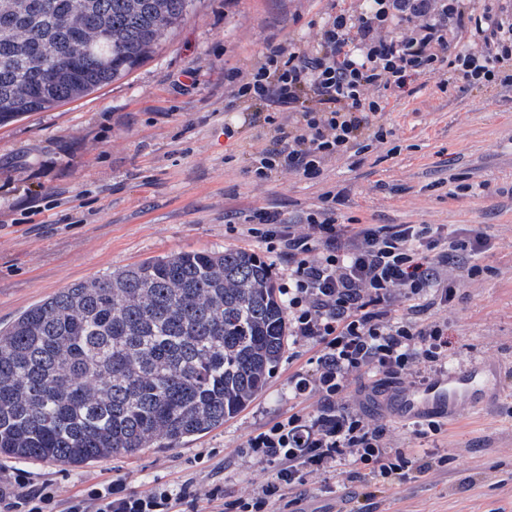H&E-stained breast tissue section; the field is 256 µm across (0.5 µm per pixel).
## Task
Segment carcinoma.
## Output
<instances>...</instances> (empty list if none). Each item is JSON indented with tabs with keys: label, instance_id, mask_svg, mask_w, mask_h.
<instances>
[{
	"label": "carcinoma",
	"instance_id": "1",
	"mask_svg": "<svg viewBox=\"0 0 512 512\" xmlns=\"http://www.w3.org/2000/svg\"><path fill=\"white\" fill-rule=\"evenodd\" d=\"M0 0V124L83 97L141 65L193 0ZM81 7L110 40L67 50ZM59 47L58 73L40 46ZM286 308L243 249L179 252L78 281L0 327V456L82 465L173 448L224 424L284 352Z\"/></svg>",
	"mask_w": 512,
	"mask_h": 512
}]
</instances>
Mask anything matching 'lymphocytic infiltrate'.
I'll return each mask as SVG.
<instances>
[{
    "label": "lymphocytic infiltrate",
    "instance_id": "1",
    "mask_svg": "<svg viewBox=\"0 0 512 512\" xmlns=\"http://www.w3.org/2000/svg\"><path fill=\"white\" fill-rule=\"evenodd\" d=\"M464 22L470 29L463 48L457 27ZM425 76L443 90L512 87V16L488 0H362L356 10L325 12L312 42L272 41L250 68L225 71L224 109L236 112L246 102L269 108L264 121L273 145L253 156L256 179L289 172L312 180L329 161L384 143L390 98ZM336 199L325 192L321 206L293 221L265 207L227 216L287 262L280 292L288 334L314 349L290 387L295 399L316 407L248 439L242 455L282 467L274 483L238 501L240 512H268L272 497L301 492L320 471L367 483L438 464L432 448L407 456L364 405L450 368L448 318L434 309L452 306L458 285L479 274L474 260L489 241L456 224H345ZM456 253L472 264L452 276L446 267ZM177 497L215 501L224 489L130 495L121 481L107 479L63 509L52 484L34 486L20 476L0 485V512H170Z\"/></svg>",
    "mask_w": 512,
    "mask_h": 512
}]
</instances>
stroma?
<instances>
[{
  "label": "stroma",
  "mask_w": 512,
  "mask_h": 512,
  "mask_svg": "<svg viewBox=\"0 0 512 512\" xmlns=\"http://www.w3.org/2000/svg\"><path fill=\"white\" fill-rule=\"evenodd\" d=\"M194 0L180 26L126 76L85 97L0 127V326L61 288L119 267L187 250L239 248L257 239L231 231L227 213L275 208L293 219L338 195L341 220L362 224H460L491 248L448 310L457 364L502 369L500 396L461 409L437 439L411 422L369 411L407 455L438 444L448 461L376 486L336 473L313 475L297 512H512V90L448 88L421 78L384 116L392 136L362 160L329 162L319 178L249 168L269 125L224 109V72L245 69L272 40H312L329 2ZM241 125L234 138L225 123ZM459 185L467 194L455 195ZM281 359L265 389L237 416L176 448L79 466L0 457V480L18 469L52 482L60 504L107 478L127 493L157 487H224L232 501L275 481L279 463L242 457L249 435L314 408L292 399L289 378L307 359Z\"/></svg>",
  "instance_id": "35a3bbf8"
}]
</instances>
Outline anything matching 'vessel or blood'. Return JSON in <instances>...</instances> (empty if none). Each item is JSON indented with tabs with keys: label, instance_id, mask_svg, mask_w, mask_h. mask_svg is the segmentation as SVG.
<instances>
[{
	"label": "vessel or blood",
	"instance_id": "obj_1",
	"mask_svg": "<svg viewBox=\"0 0 512 512\" xmlns=\"http://www.w3.org/2000/svg\"><path fill=\"white\" fill-rule=\"evenodd\" d=\"M500 389V369L488 362L470 363L437 374L421 387L389 392L388 411L415 421L427 417L450 420L460 407L479 409L491 403Z\"/></svg>",
	"mask_w": 512,
	"mask_h": 512
}]
</instances>
